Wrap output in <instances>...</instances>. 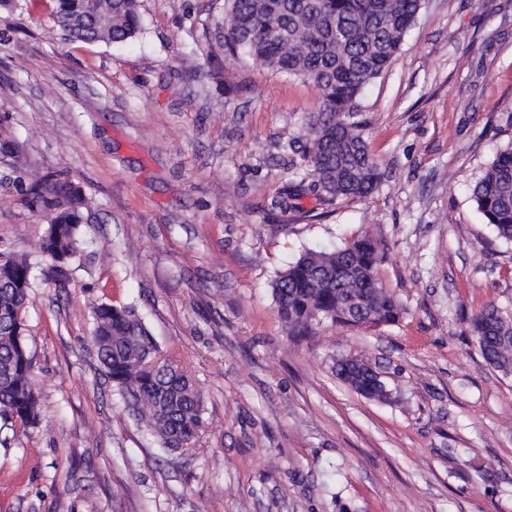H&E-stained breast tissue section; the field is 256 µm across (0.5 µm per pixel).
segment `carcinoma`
I'll return each instance as SVG.
<instances>
[{"label": "carcinoma", "mask_w": 512, "mask_h": 512, "mask_svg": "<svg viewBox=\"0 0 512 512\" xmlns=\"http://www.w3.org/2000/svg\"><path fill=\"white\" fill-rule=\"evenodd\" d=\"M225 16L206 28L205 62L180 59L197 77L204 69L224 79V60L240 56L320 91L300 146L304 176L326 198L366 197L380 182L361 123L355 120L365 87L389 68L422 8V0H224ZM56 24L71 40L114 43L141 30L138 0H57ZM24 204L50 221L41 251L54 261L80 250V226L91 201L64 173L20 185ZM473 200L497 236L512 242V145L499 151L473 189ZM378 243L369 233L332 251H308L277 274L273 294L290 336H309L330 323L358 328L388 325L402 305L383 286ZM34 263L12 255L0 262V418L27 429L40 421L33 357L17 313L33 303ZM92 340L104 373L126 408L159 443L188 450L203 428L200 393L161 351L133 306L97 303ZM484 360L512 374V307L490 304L468 320ZM372 399L388 398L385 381L352 385Z\"/></svg>", "instance_id": "cac0c4a2"}]
</instances>
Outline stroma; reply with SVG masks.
Listing matches in <instances>:
<instances>
[{"mask_svg":"<svg viewBox=\"0 0 512 512\" xmlns=\"http://www.w3.org/2000/svg\"><path fill=\"white\" fill-rule=\"evenodd\" d=\"M223 0H139L121 43L70 42L55 0L0 7V252L39 262L24 313L43 418L0 430V512H512V375L467 331L512 302V242L472 190L512 143V0H424L360 98L382 174L365 198H289L319 108L310 82L246 57L195 80ZM69 171L93 202L59 278L20 181ZM402 303L378 328L289 336L271 283L361 232ZM134 306L203 396L192 450L168 454L124 409L91 339L93 304ZM370 364L364 397L335 370Z\"/></svg>","mask_w":512,"mask_h":512,"instance_id":"stroma-1","label":"stroma"}]
</instances>
